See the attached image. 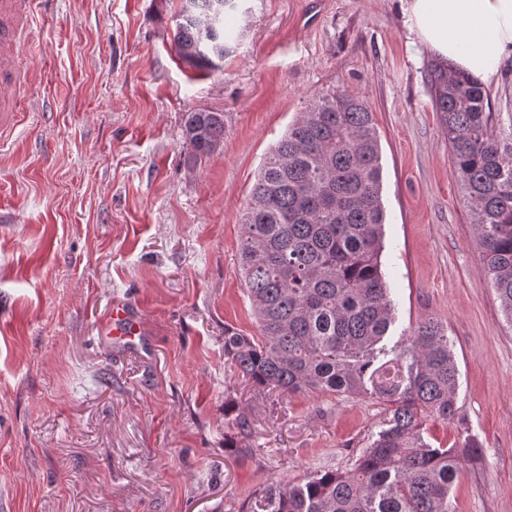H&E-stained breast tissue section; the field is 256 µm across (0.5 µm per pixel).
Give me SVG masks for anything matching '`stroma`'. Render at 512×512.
<instances>
[{
  "label": "stroma",
  "mask_w": 512,
  "mask_h": 512,
  "mask_svg": "<svg viewBox=\"0 0 512 512\" xmlns=\"http://www.w3.org/2000/svg\"><path fill=\"white\" fill-rule=\"evenodd\" d=\"M233 2L211 73L177 55L180 0H37L0 132V512H246L270 484L350 468L382 429L370 397H261L224 357L225 327L257 332L239 242L259 167L327 89L380 135L384 345L441 319L461 420L425 437L484 444L451 510L512 512V328L432 107L437 58L401 0ZM200 108L223 113L224 145L193 165L182 117ZM117 300L141 312L138 348L105 337Z\"/></svg>",
  "instance_id": "stroma-1"
}]
</instances>
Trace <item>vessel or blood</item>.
Instances as JSON below:
<instances>
[{
  "label": "vessel or blood",
  "instance_id": "1",
  "mask_svg": "<svg viewBox=\"0 0 512 512\" xmlns=\"http://www.w3.org/2000/svg\"><path fill=\"white\" fill-rule=\"evenodd\" d=\"M36 0H0V121L19 112V98L27 86V74L17 66L18 48L33 24ZM142 331L137 313L122 304L112 306L109 339L123 347H135Z\"/></svg>",
  "mask_w": 512,
  "mask_h": 512
}]
</instances>
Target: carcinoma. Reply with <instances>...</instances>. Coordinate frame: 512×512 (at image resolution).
I'll use <instances>...</instances> for the list:
<instances>
[{
	"mask_svg": "<svg viewBox=\"0 0 512 512\" xmlns=\"http://www.w3.org/2000/svg\"><path fill=\"white\" fill-rule=\"evenodd\" d=\"M229 0H181V59L223 69ZM431 99L448 133L488 283L512 327V124L495 126L469 73L433 66ZM183 145L195 164L224 143V113L190 110ZM373 112L341 90L314 95L265 158L242 217L241 276L258 335L224 327V357L258 395L330 392L386 405L384 427L347 471L316 472L261 491L248 512H450L449 494L482 443L424 437L459 420L448 329L423 319L379 359L394 304L381 270L385 211Z\"/></svg>",
	"mask_w": 512,
	"mask_h": 512,
	"instance_id": "obj_1",
	"label": "carcinoma"
}]
</instances>
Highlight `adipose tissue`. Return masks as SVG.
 <instances>
[{
	"label": "adipose tissue",
	"instance_id": "adipose-tissue-1",
	"mask_svg": "<svg viewBox=\"0 0 512 512\" xmlns=\"http://www.w3.org/2000/svg\"><path fill=\"white\" fill-rule=\"evenodd\" d=\"M404 24L441 62L497 82L512 58V0H402Z\"/></svg>",
	"mask_w": 512,
	"mask_h": 512
}]
</instances>
